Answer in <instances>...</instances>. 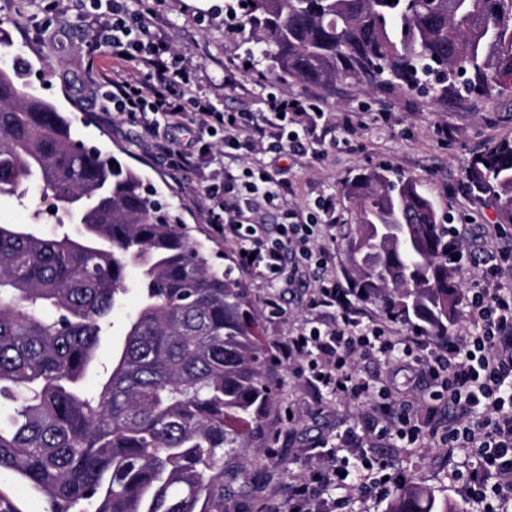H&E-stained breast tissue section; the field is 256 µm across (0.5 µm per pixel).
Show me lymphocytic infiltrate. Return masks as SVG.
I'll return each instance as SVG.
<instances>
[{
    "instance_id": "obj_1",
    "label": "lymphocytic infiltrate",
    "mask_w": 512,
    "mask_h": 512,
    "mask_svg": "<svg viewBox=\"0 0 512 512\" xmlns=\"http://www.w3.org/2000/svg\"><path fill=\"white\" fill-rule=\"evenodd\" d=\"M79 2L96 31V49L113 64H130L136 71L129 78L113 76L100 106L138 123L166 154L173 171L194 170V143L176 138L188 125L213 130L225 148L235 151L262 146L274 155L286 149L303 152L305 134L321 119L320 104L271 94L263 115L226 111L193 89L181 56L151 31L137 9L138 0ZM201 187L218 231L239 252V268L270 282L280 281L287 268H305L317 282L309 310L332 312L329 319L304 323L278 343L279 362L294 366L314 392L328 390L361 403L370 396L371 384L353 369L354 357L403 347L421 378L434 386L427 417L418 420L407 405L396 410L378 404L369 414L372 432L395 435L409 446L468 450L475 466L451 471L465 497L478 512H512V291L494 285L512 272V244L472 258L482 268L484 284L466 292L471 332L439 338L415 333L400 342L388 321L363 322L351 288L327 273L332 255L326 242L333 234L320 216L332 209L331 199L302 209L289 207L288 183L272 164L208 176ZM268 209L280 213L279 223L258 221V213ZM344 445L347 457L337 458L332 450L317 455L315 466L295 478L290 512H336L332 492L346 486L343 471L353 462L372 466L359 435L350 434Z\"/></svg>"
}]
</instances>
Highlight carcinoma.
I'll list each match as a JSON object with an SVG mask.
<instances>
[{
  "label": "carcinoma",
  "instance_id": "1",
  "mask_svg": "<svg viewBox=\"0 0 512 512\" xmlns=\"http://www.w3.org/2000/svg\"><path fill=\"white\" fill-rule=\"evenodd\" d=\"M266 69L327 91L403 88L436 102L512 93V0H240ZM13 58L0 69V198L39 188L46 236L0 224V471L44 512H224V457L247 455L275 386L230 258L160 205L141 177L93 147L35 95ZM473 193L512 224V139L471 161ZM342 244L359 302L426 336L461 319L462 246L420 184L389 166L345 182ZM136 277L129 278L130 270ZM137 289L112 369L86 384L120 295ZM386 512H466L408 484Z\"/></svg>",
  "mask_w": 512,
  "mask_h": 512
}]
</instances>
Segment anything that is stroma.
Returning <instances> with one entry per match:
<instances>
[{
    "label": "stroma",
    "instance_id": "obj_1",
    "mask_svg": "<svg viewBox=\"0 0 512 512\" xmlns=\"http://www.w3.org/2000/svg\"><path fill=\"white\" fill-rule=\"evenodd\" d=\"M140 10L151 17L156 35L184 57L196 85L225 110L261 112L270 93L313 98L325 105L327 130L315 144L321 160L280 157V165L289 169L291 203L311 204L332 196L333 218L344 224L350 218V203L343 194V182L363 169L387 164L416 179L439 213L465 225L476 243H483L486 225L498 223L491 200L462 192L459 186L466 181L474 154L495 141L512 138V95L436 102L404 90L339 86L325 92L293 81L284 83L265 73L259 46L248 33L231 25L222 0H140ZM43 21L44 14L33 0H0V24L9 33L14 53L27 66L29 90L69 117L77 138L138 171L146 187L177 210L196 238L217 254L233 253V246L207 219V203L194 176H172L164 155L137 124L99 106L96 97L105 87L95 77L111 60L90 53L93 32L87 19L72 6L57 16V26L69 36L63 48L43 36ZM228 71L236 77L229 88L224 85ZM347 115L356 124L349 146L335 130ZM440 126L446 129V137L437 136ZM40 206V192L34 187L25 197L1 199L0 224L37 222L44 234L58 232L55 218L40 213ZM242 281L254 303L261 334L268 347H275L304 319L310 290L304 283L274 288L248 274ZM402 358L399 352L377 354L364 363L375 402L395 406L408 397L411 378L409 370L399 365ZM269 373L277 397L261 436L248 455L225 460L226 471L235 480L224 489V512H286L293 480L310 469L317 446L341 443L350 431L367 433L362 406L332 393L314 397L289 366H270ZM368 456L377 466L359 470L358 482L381 478L379 466L384 463L387 471L402 473L406 481L429 486L454 500L462 497L448 479L443 449L402 448L391 436L372 440Z\"/></svg>",
    "mask_w": 512,
    "mask_h": 512
}]
</instances>
